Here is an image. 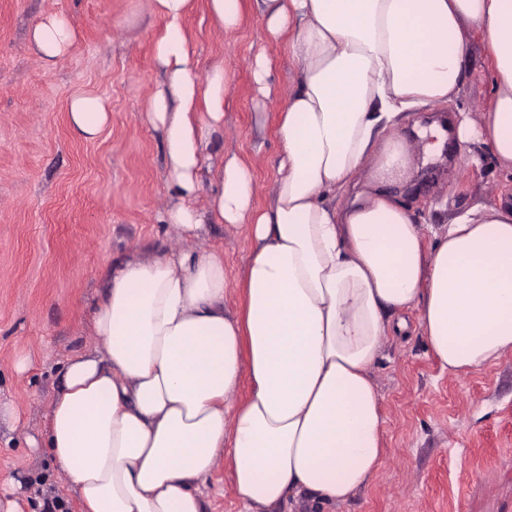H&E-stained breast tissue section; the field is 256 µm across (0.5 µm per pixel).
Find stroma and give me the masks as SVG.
<instances>
[{
  "label": "stroma",
  "instance_id": "1",
  "mask_svg": "<svg viewBox=\"0 0 512 512\" xmlns=\"http://www.w3.org/2000/svg\"><path fill=\"white\" fill-rule=\"evenodd\" d=\"M153 0H0V476L20 481L28 512L57 500L78 512L48 451H33L65 361L93 347L92 311L112 273L133 253L200 247L224 253V305H243L239 283L250 255L247 230L205 225L200 235L163 221L170 201L161 134L147 107L163 81L154 61L161 25ZM69 18L77 38L46 66L28 33L42 17ZM198 74L223 66L230 76L224 124L211 134L192 201L210 206L216 169L234 156L256 177V206L271 197L279 157L280 112L293 86L286 42L263 38L243 5L240 25L222 29L208 0L185 22ZM272 62L275 93L258 99L251 77L257 52ZM79 88L108 98L112 119L99 139H77L67 101ZM490 94L480 41H473L456 101L425 107L401 134L411 153L413 216L433 246L449 215L496 202L512 179L491 156L467 163L453 124ZM408 310V335L388 338L372 368L384 419L381 463L341 503L304 502L294 512H512V351L466 374L448 371ZM211 512H240L229 463L219 460L204 489Z\"/></svg>",
  "mask_w": 512,
  "mask_h": 512
}]
</instances>
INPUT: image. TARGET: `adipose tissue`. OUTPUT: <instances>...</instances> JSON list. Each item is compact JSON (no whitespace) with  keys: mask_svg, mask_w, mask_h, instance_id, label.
<instances>
[{"mask_svg":"<svg viewBox=\"0 0 512 512\" xmlns=\"http://www.w3.org/2000/svg\"><path fill=\"white\" fill-rule=\"evenodd\" d=\"M154 2L166 81L148 115L165 144L166 221L186 232L247 225L244 306L224 308L221 252L125 261L92 314L95 348L63 367L44 444L81 512H209L201 486L222 456L242 512L346 501L382 459L370 370L386 337L409 331L406 310L419 308L452 372L512 350V197L451 215L425 248L401 193L411 163L398 135L413 111L457 98L475 32L491 92L457 138L512 176V0H252L294 67L272 201L254 208L255 175L232 158L204 213L192 199L230 78L194 68L192 0ZM75 38L61 14L31 31L50 67ZM67 112L87 141L112 117L85 90Z\"/></svg>","mask_w":512,"mask_h":512,"instance_id":"obj_1","label":"adipose tissue"}]
</instances>
